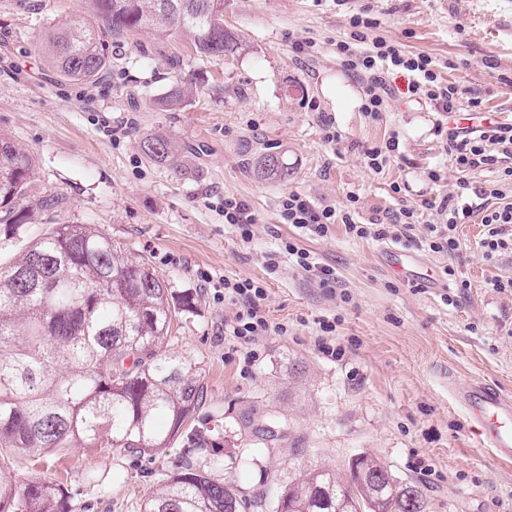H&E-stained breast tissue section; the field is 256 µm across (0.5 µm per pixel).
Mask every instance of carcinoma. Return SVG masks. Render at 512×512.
<instances>
[{
    "label": "carcinoma",
    "mask_w": 512,
    "mask_h": 512,
    "mask_svg": "<svg viewBox=\"0 0 512 512\" xmlns=\"http://www.w3.org/2000/svg\"><path fill=\"white\" fill-rule=\"evenodd\" d=\"M87 15L53 26L42 39L46 65L59 77L93 83L112 62L109 39L135 30L190 37L197 54L220 60L241 49L224 29V0H85ZM188 90L181 77L153 100L168 111ZM143 156L182 177L197 175L176 141L146 135ZM259 180L288 182L284 153L248 162ZM32 160L0 135V219L21 222L20 200ZM190 306L184 298L178 310ZM176 310V311H178ZM176 311L169 288L146 261L122 255L87 224H56L0 271V449L29 457L83 443L120 452L156 453L187 431L204 397L197 364L163 351ZM226 481L193 467L174 474L141 512H241ZM421 490L391 469L358 456L345 481L310 469L284 488L272 512H425ZM0 512H74L54 479L0 482Z\"/></svg>",
    "instance_id": "obj_1"
}]
</instances>
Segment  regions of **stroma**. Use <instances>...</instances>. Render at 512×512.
I'll return each mask as SVG.
<instances>
[{"label": "stroma", "instance_id": "stroma-1", "mask_svg": "<svg viewBox=\"0 0 512 512\" xmlns=\"http://www.w3.org/2000/svg\"><path fill=\"white\" fill-rule=\"evenodd\" d=\"M85 12L84 0H0V133L33 161L26 218L0 223V268L53 225L88 224L149 262L173 302L191 296L160 347L197 363L206 398L190 429L209 445L193 449L182 436L149 456L77 443L53 470L14 453L0 460V481L59 476L76 512H141L187 465L268 501L317 466L346 477L362 454L419 486L426 512H512V463L476 447L452 391L482 380L512 394V292L492 287L512 277V257L487 258L474 220L459 226L455 255L418 250L420 273L402 279L380 241L350 237L340 224L310 237L278 215L291 191L339 208L355 195L363 222L418 207L423 235L438 216L422 200L445 197L458 177L437 134L441 116L402 95L403 76L392 80L400 93L387 111L365 116L361 80L334 44L349 39L352 16L372 19L374 36L427 54L443 80L466 88L463 114L512 124V0H224L225 29L245 41L240 53L206 59L189 39L136 31L113 43L101 80L76 85L55 78L37 47L54 23ZM305 40L314 50L297 52ZM177 74L192 93L175 110H155L152 99ZM326 120L338 143L324 142ZM154 132L179 141L198 177L144 160L140 140ZM394 132L401 157L372 172L365 150ZM264 147L286 153L288 182L257 180L244 167ZM432 169L442 174L435 184L425 178ZM51 194L57 204L45 205ZM228 196L256 214L251 242L225 224ZM286 239L335 270V293L288 259L267 269V254ZM448 266L456 274L447 287L421 276ZM204 273L261 282L270 321L287 324V335L257 337L252 366L225 333L235 306L201 287ZM325 320L333 332H322ZM323 341L341 357L322 354Z\"/></svg>", "mask_w": 512, "mask_h": 512}]
</instances>
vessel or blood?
<instances>
[{"instance_id": "vessel-or-blood-1", "label": "vessel or blood", "mask_w": 512, "mask_h": 512, "mask_svg": "<svg viewBox=\"0 0 512 512\" xmlns=\"http://www.w3.org/2000/svg\"><path fill=\"white\" fill-rule=\"evenodd\" d=\"M380 252L391 268L401 274H410L419 263L415 253L395 245L382 246ZM456 396L466 411L478 447L490 449L496 461L511 462L512 397L481 381L467 383Z\"/></svg>"}]
</instances>
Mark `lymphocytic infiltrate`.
<instances>
[{"label": "lymphocytic infiltrate", "mask_w": 512, "mask_h": 512, "mask_svg": "<svg viewBox=\"0 0 512 512\" xmlns=\"http://www.w3.org/2000/svg\"><path fill=\"white\" fill-rule=\"evenodd\" d=\"M350 39L336 43V56L343 66L363 81L360 109L367 116L376 118L386 111L391 94L390 76H407L406 92L410 98L429 101L435 111L452 113L460 110L466 93L456 83L440 80L432 59L423 53L406 51L395 41L367 39L365 32L373 28L372 20L354 17ZM446 150L459 173L453 193L434 202L424 200L428 209H436L441 220L428 225L425 235L416 239L419 246L433 253L451 254L460 247L457 237L459 225L471 217H479L484 228L480 242L486 254H512V202L500 188H478L467 178L469 172L505 162V182L512 184V124L486 122L480 133L468 128H450L446 133ZM358 199L349 196L345 208L331 205H315L307 196L291 191L280 201L281 223L292 225L306 235L327 236L335 224L344 225L352 237L410 239L418 222L416 208L402 207L393 218L361 222L356 220ZM224 290V300L237 305L238 311L229 328L231 336L246 344V359L255 356L251 345L256 337L269 333L283 336L288 327L283 323L270 322L264 301L266 291L260 282L252 279H223L219 282Z\"/></svg>", "instance_id": "obj_1"}]
</instances>
